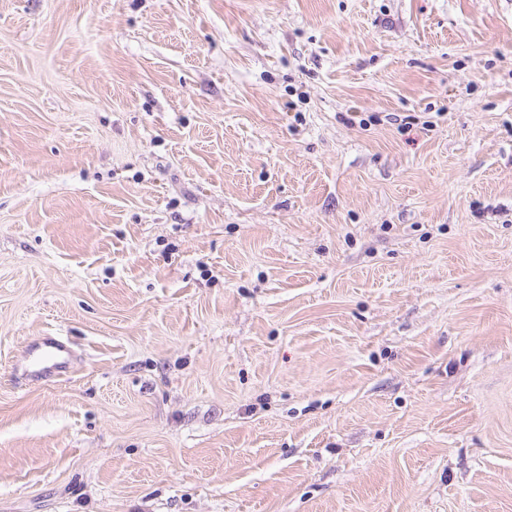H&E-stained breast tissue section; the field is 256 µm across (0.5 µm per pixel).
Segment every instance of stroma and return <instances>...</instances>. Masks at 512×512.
I'll use <instances>...</instances> for the list:
<instances>
[{
    "mask_svg": "<svg viewBox=\"0 0 512 512\" xmlns=\"http://www.w3.org/2000/svg\"><path fill=\"white\" fill-rule=\"evenodd\" d=\"M0 512H512V0H0ZM71 365V347L61 336H44L28 350L27 369L36 379L66 373Z\"/></svg>",
    "mask_w": 512,
    "mask_h": 512,
    "instance_id": "35a3bbf8",
    "label": "stroma"
}]
</instances>
